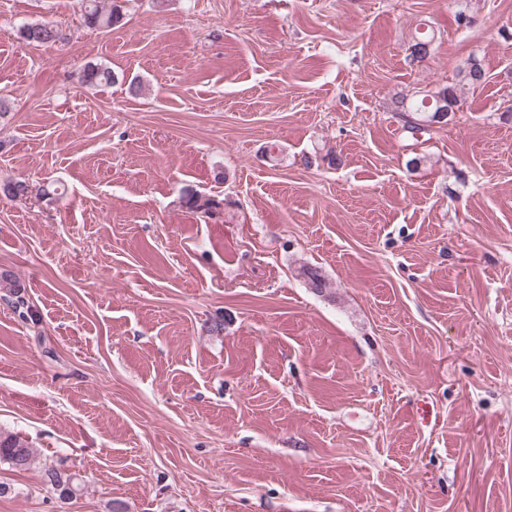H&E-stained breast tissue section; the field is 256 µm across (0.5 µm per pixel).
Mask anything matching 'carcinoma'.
Segmentation results:
<instances>
[{"instance_id":"obj_1","label":"carcinoma","mask_w":512,"mask_h":512,"mask_svg":"<svg viewBox=\"0 0 512 512\" xmlns=\"http://www.w3.org/2000/svg\"><path fill=\"white\" fill-rule=\"evenodd\" d=\"M84 21L90 28L110 30L122 19V5L119 0H112L110 10L105 11L99 0H82ZM61 38L57 24L51 20H40L23 25L19 29V39L27 44L47 45ZM461 82L471 87L484 83L486 73L480 60H470L467 67L460 72ZM79 81L87 87L109 86L117 81L112 69L102 64L86 66L79 76ZM401 128L416 140L423 132L457 112L463 107L458 88L454 85L427 90L421 98L416 96H398L394 101ZM300 275L313 291L323 293L327 289L325 276L317 268L305 267ZM35 461V449L17 433L0 429V465L4 464L14 471H26ZM44 481L50 492L61 501L70 500L84 490L83 480L77 473H71L55 466L44 468Z\"/></svg>"}]
</instances>
